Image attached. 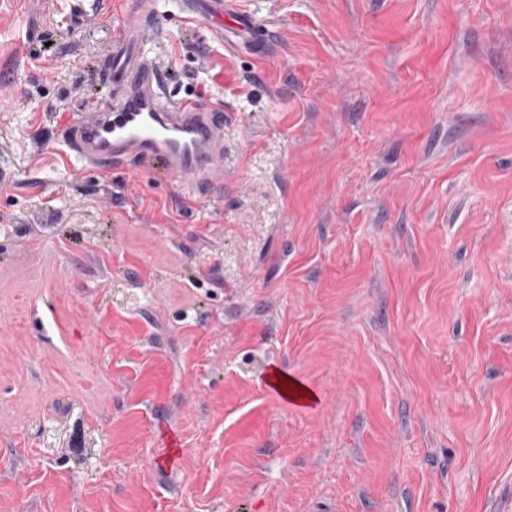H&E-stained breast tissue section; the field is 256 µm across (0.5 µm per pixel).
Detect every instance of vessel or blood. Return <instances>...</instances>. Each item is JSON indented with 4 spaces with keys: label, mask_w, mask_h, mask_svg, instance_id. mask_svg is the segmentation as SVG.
<instances>
[{
    "label": "vessel or blood",
    "mask_w": 512,
    "mask_h": 512,
    "mask_svg": "<svg viewBox=\"0 0 512 512\" xmlns=\"http://www.w3.org/2000/svg\"><path fill=\"white\" fill-rule=\"evenodd\" d=\"M209 3L233 16L236 29L250 30L249 16L233 0H187L182 14L197 17ZM157 18L153 0H138L112 43L109 72L116 95L108 104L80 112L66 128L63 143L89 169L135 160L158 165L176 181L223 182L224 126L218 114L197 100L171 96L161 66L146 62L140 52L141 24Z\"/></svg>",
    "instance_id": "obj_1"
}]
</instances>
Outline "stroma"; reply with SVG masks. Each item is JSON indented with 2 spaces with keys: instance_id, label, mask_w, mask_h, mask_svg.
<instances>
[{
  "instance_id": "obj_1",
  "label": "stroma",
  "mask_w": 512,
  "mask_h": 512,
  "mask_svg": "<svg viewBox=\"0 0 512 512\" xmlns=\"http://www.w3.org/2000/svg\"><path fill=\"white\" fill-rule=\"evenodd\" d=\"M239 5L141 32L210 185L62 156L123 0H0V512H512V0Z\"/></svg>"
}]
</instances>
